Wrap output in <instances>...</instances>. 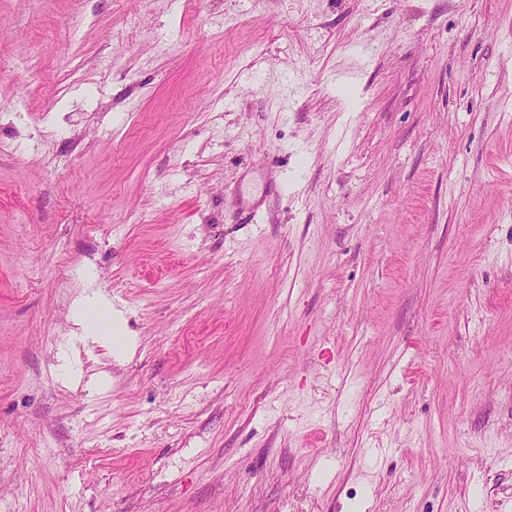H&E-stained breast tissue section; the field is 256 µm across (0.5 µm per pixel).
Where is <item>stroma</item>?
Instances as JSON below:
<instances>
[{"label": "stroma", "mask_w": 512, "mask_h": 512, "mask_svg": "<svg viewBox=\"0 0 512 512\" xmlns=\"http://www.w3.org/2000/svg\"><path fill=\"white\" fill-rule=\"evenodd\" d=\"M0 65V512H512V0H0ZM92 310L105 315L110 330L111 332L113 330V335L115 336L104 334V328H90L88 314ZM75 323L81 328L84 334L83 336H78L80 340H90L106 346L117 359L122 358L133 345V340L130 337L122 335V318L119 312L115 313L114 322H112V309L97 296L88 297L78 305L75 310Z\"/></svg>", "instance_id": "obj_1"}]
</instances>
